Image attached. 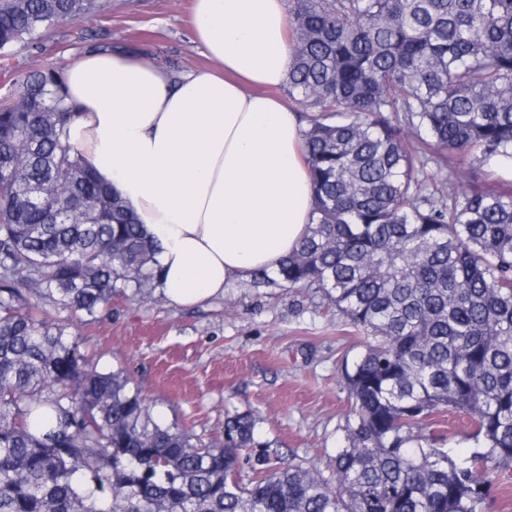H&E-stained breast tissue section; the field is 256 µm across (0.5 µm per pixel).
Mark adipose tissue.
<instances>
[{
    "label": "adipose tissue",
    "instance_id": "ef3b65f1",
    "mask_svg": "<svg viewBox=\"0 0 512 512\" xmlns=\"http://www.w3.org/2000/svg\"><path fill=\"white\" fill-rule=\"evenodd\" d=\"M209 67L175 73L122 51L65 68L71 143L154 242L165 298L195 306L276 271L314 222L288 77L285 0H194Z\"/></svg>",
    "mask_w": 512,
    "mask_h": 512
}]
</instances>
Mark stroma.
Instances as JSON below:
<instances>
[{"instance_id":"35a3bbf8","label":"stroma","mask_w":512,"mask_h":512,"mask_svg":"<svg viewBox=\"0 0 512 512\" xmlns=\"http://www.w3.org/2000/svg\"><path fill=\"white\" fill-rule=\"evenodd\" d=\"M192 0H101L93 13L53 25L11 49L0 69V96L20 74L65 67L94 41L136 51L161 68L207 66L194 41ZM103 371L125 369L164 423L187 422L203 442L224 435V415L252 410L259 441L271 442L276 466L328 472L344 444L349 408L344 359L356 356L358 331L321 294L303 288L253 287L243 280L195 307L171 304L153 290L118 289L109 312L71 328Z\"/></svg>"}]
</instances>
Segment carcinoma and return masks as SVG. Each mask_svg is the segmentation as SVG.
<instances>
[{
    "label": "carcinoma",
    "mask_w": 512,
    "mask_h": 512,
    "mask_svg": "<svg viewBox=\"0 0 512 512\" xmlns=\"http://www.w3.org/2000/svg\"><path fill=\"white\" fill-rule=\"evenodd\" d=\"M96 8L0 0V55ZM289 30L316 220L252 283L311 288L364 334L330 475L251 458L272 443L249 410L207 444L162 423L81 352L71 318L156 287V252L71 144L79 107L45 67L0 98V512H483L512 472V189L481 180L512 158V0H294ZM447 411L467 457L439 446ZM435 427L447 434V441L443 447L448 448L452 456L470 452L475 447L474 441L469 438L470 428L465 418L449 412L433 416Z\"/></svg>",
    "instance_id": "carcinoma-1"
}]
</instances>
